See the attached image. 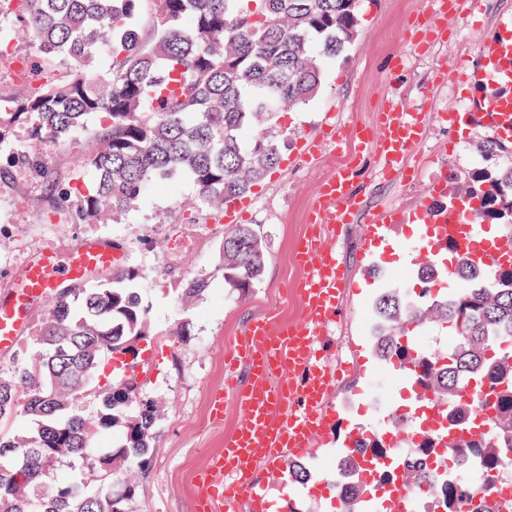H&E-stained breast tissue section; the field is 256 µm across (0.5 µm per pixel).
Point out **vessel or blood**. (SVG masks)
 Here are the masks:
<instances>
[{"mask_svg": "<svg viewBox=\"0 0 512 512\" xmlns=\"http://www.w3.org/2000/svg\"><path fill=\"white\" fill-rule=\"evenodd\" d=\"M434 11L415 19L408 32L418 48L446 39L443 20L459 12L462 0H434ZM470 85L468 109L452 114L456 123L480 118L491 133L512 134V18L501 19L495 34L483 41L481 66L466 77ZM430 115L399 103L379 109L370 133L361 126L336 134L346 145L352 164L323 179L307 216L308 229L299 239L294 261L305 271L296 292L304 311L301 323L279 329L257 320L247 331V346L225 362L224 386L210 397L214 421L224 417L225 401H232L242 421L224 440L222 453L211 458L197 476L198 512H238L249 502L251 512H271L255 470L266 465L272 476H280L287 458L312 455L318 438L336 415L326 396L334 374L324 359L320 338L335 322L340 295L345 288L336 249L332 243L337 225L353 223L356 159L373 151L385 177L403 168L405 155L419 145ZM443 182L431 183L429 199L418 210L399 209L387 213L369 231L370 240L380 239L388 224H435L448 238L466 248L478 266L491 269L512 250L490 245L482 238V227L471 211L455 208L453 214L436 212L434 203L443 197ZM125 252L106 238H86L70 245L45 248L28 259L12 278L5 300L0 301V352L12 351L29 329L32 306L61 294L69 285L88 284L99 274L125 263ZM250 370L247 384L236 377L238 363ZM368 512H408L405 493L377 490Z\"/></svg>", "mask_w": 512, "mask_h": 512, "instance_id": "obj_1", "label": "vessel or blood"}]
</instances>
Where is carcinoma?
Masks as SVG:
<instances>
[{
    "mask_svg": "<svg viewBox=\"0 0 512 512\" xmlns=\"http://www.w3.org/2000/svg\"><path fill=\"white\" fill-rule=\"evenodd\" d=\"M141 2L0 0V53L24 39L33 71L0 87V186L25 169L51 183L56 209L96 224L132 208L153 182L187 177L197 188L196 210L219 217L225 203L248 196L279 165L281 140L269 130L274 114L314 100L327 65L358 35V0H255L245 12L238 0H153L154 32L144 43ZM105 58L111 63L103 71ZM95 118L87 162L97 183L86 196H73L51 175L41 153L14 148L20 127L36 144H61ZM245 130L252 133L247 146ZM480 150L492 166L475 169L461 194L477 203L479 222L512 224V141L491 136ZM442 250L462 287L432 293L441 270L426 264L417 275L426 286L421 301L409 303L395 288L380 294L374 348L384 361L412 364L445 417L454 420L466 407L468 422L447 428L449 458L477 462L486 473L480 488L438 478L427 467L435 438L421 433L403 464L404 487H427L441 512H497L472 504L494 499L493 479L512 448V272L499 266L494 282L471 280L468 253L453 242ZM223 256L228 287L244 293L260 282L264 244L250 225L224 237ZM141 279L139 269L123 267L94 288L65 289L50 301L33 344L9 358L0 421L20 414L32 426L0 438V512H127L136 487L130 481L114 495L112 480L123 471L146 474L157 409L136 383L100 376L105 358L134 356L151 336ZM424 321L448 325L457 345L412 355L397 330ZM468 381L493 401L462 399L458 389ZM94 385L99 408L89 422L79 402ZM116 426L124 442L94 450L98 436ZM75 460L82 480L56 474ZM362 492L361 482L339 488L341 512H358Z\"/></svg>",
    "mask_w": 512,
    "mask_h": 512,
    "instance_id": "1",
    "label": "carcinoma"
}]
</instances>
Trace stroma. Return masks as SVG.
<instances>
[{
    "instance_id": "stroma-1",
    "label": "stroma",
    "mask_w": 512,
    "mask_h": 512,
    "mask_svg": "<svg viewBox=\"0 0 512 512\" xmlns=\"http://www.w3.org/2000/svg\"><path fill=\"white\" fill-rule=\"evenodd\" d=\"M431 7V0H359L358 37L327 66L319 96L306 107L274 116L273 125L285 136L282 160L251 194L246 222L263 235L265 265L260 283L246 294L224 285L223 231L200 238L179 263L166 262L174 222L186 224L197 215L196 210L178 207L196 194L190 180L153 183L136 208L107 224L66 221L52 211L50 185L28 176L0 188V212L8 218L0 223V290L7 285L4 270L19 268L38 249L90 237L112 239L146 277L154 355L138 385L143 398L157 403L159 415L149 474L129 501L130 512H196L195 477L223 451L225 435L241 421L230 402L224 405L222 422L210 416V395L224 385L226 357L243 342L253 319L266 318L276 326L303 318L296 294L289 291L304 277L292 254L319 182L335 173L341 158L330 129L371 122L374 110L395 97L411 107L427 108L432 118L420 147L405 157L403 174L384 179L374 154L360 159L358 221L336 227L335 247L347 286L340 316L323 336L322 347L328 364L338 371L329 401L339 416L322 436L327 454L316 461L308 456L298 459L311 482L332 481V449L338 437L375 415L365 389L389 366L374 354L373 302L388 286L392 272L415 285V266L425 256L419 252L410 258L404 253V242L419 235L417 225H392L387 242L379 248L368 246L367 229L386 211H414L431 182L452 181L472 171L478 145L489 132L477 123L456 126L444 114L455 94L468 91L461 76L476 66L475 41L489 38L497 20L512 15V0H465L462 17L448 21L447 40L423 51L406 40L405 29L414 15ZM396 55L406 60L398 75L390 66ZM441 69L447 72L446 82L434 96H424L423 88ZM304 142L315 144V156H302ZM41 151L49 168L71 187L93 190L96 174L86 163L84 139L45 145ZM199 275L210 279L209 290L190 306H181L178 298L185 280ZM182 325L187 331L180 336L176 329ZM257 480L267 483L278 512H335L330 498L309 493L307 486L269 479L263 471Z\"/></svg>"
}]
</instances>
